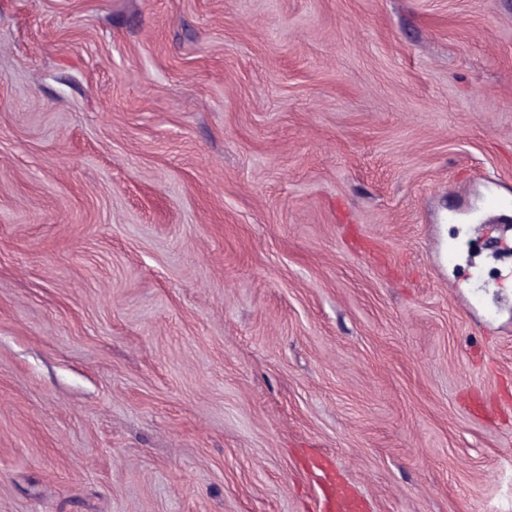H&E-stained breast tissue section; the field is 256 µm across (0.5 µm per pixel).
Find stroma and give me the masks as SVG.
Instances as JSON below:
<instances>
[{
    "label": "stroma",
    "mask_w": 512,
    "mask_h": 512,
    "mask_svg": "<svg viewBox=\"0 0 512 512\" xmlns=\"http://www.w3.org/2000/svg\"><path fill=\"white\" fill-rule=\"evenodd\" d=\"M487 181L512 0H0V512H512ZM322 470L325 482L321 487L319 512H359L365 509L362 498L336 491V469L330 460H324Z\"/></svg>",
    "instance_id": "stroma-1"
}]
</instances>
